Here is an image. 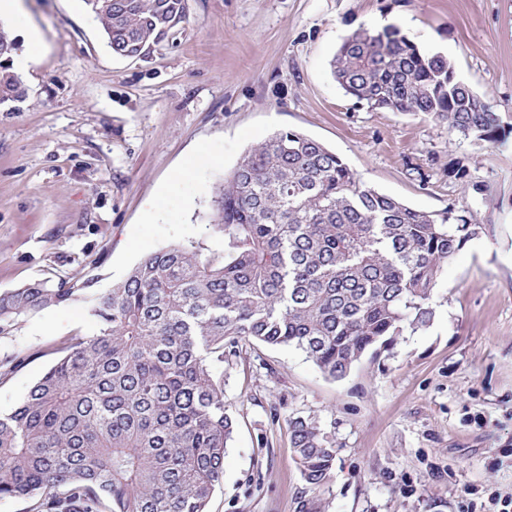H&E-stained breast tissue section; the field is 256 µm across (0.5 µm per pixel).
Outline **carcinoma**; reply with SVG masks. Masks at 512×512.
I'll return each mask as SVG.
<instances>
[{
  "label": "carcinoma",
  "mask_w": 512,
  "mask_h": 512,
  "mask_svg": "<svg viewBox=\"0 0 512 512\" xmlns=\"http://www.w3.org/2000/svg\"><path fill=\"white\" fill-rule=\"evenodd\" d=\"M85 3L123 58L147 55L187 20V0ZM15 46L0 28L1 104L22 96ZM331 73L375 111L430 115L475 145L498 134L490 101L394 25L346 36ZM212 207L214 249L149 252L105 290L42 279L0 293V331L74 300L96 322L50 348L55 363L0 414V499L23 512H207L235 428L214 366L242 344L287 345L344 378L432 325L444 264L482 230L469 203L411 208L289 129L242 156ZM288 430L301 477L325 487L333 439L310 415Z\"/></svg>",
  "instance_id": "carcinoma-1"
}]
</instances>
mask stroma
<instances>
[{
  "label": "stroma",
  "mask_w": 512,
  "mask_h": 512,
  "mask_svg": "<svg viewBox=\"0 0 512 512\" xmlns=\"http://www.w3.org/2000/svg\"><path fill=\"white\" fill-rule=\"evenodd\" d=\"M23 4L44 49L0 105V292L82 275L105 289L145 253L216 246L214 192L280 129L412 208L469 202L484 227L445 265L433 325L391 355L340 380L288 346L225 359L237 425L207 512H488L490 496L512 498V0H187V22L140 59L112 53L85 0ZM383 20L492 103L497 140L463 143L431 116L345 94L334 53ZM5 26L23 43L25 26ZM94 330L72 301L1 332L0 360L24 362L0 380V414L50 368L46 346ZM297 415L336 445L319 491L293 459Z\"/></svg>",
  "instance_id": "obj_1"
}]
</instances>
